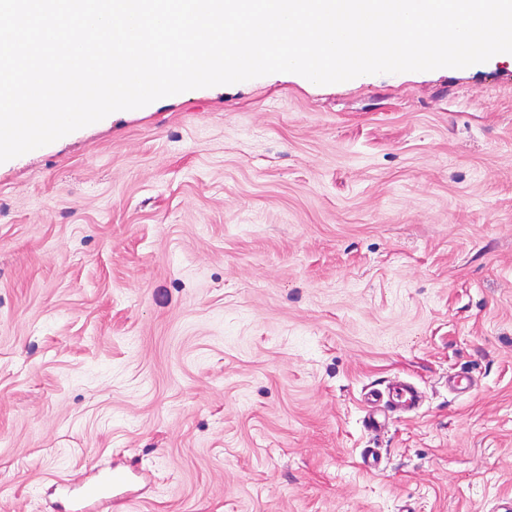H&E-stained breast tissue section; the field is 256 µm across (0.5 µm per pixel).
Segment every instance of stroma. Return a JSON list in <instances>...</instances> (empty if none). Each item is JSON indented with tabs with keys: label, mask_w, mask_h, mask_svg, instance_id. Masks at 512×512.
Wrapping results in <instances>:
<instances>
[{
	"label": "stroma",
	"mask_w": 512,
	"mask_h": 512,
	"mask_svg": "<svg viewBox=\"0 0 512 512\" xmlns=\"http://www.w3.org/2000/svg\"><path fill=\"white\" fill-rule=\"evenodd\" d=\"M397 376L425 402L372 436ZM116 459L123 512L512 498L511 56L192 89L0 163V512Z\"/></svg>",
	"instance_id": "1"
}]
</instances>
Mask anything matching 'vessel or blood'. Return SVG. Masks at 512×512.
Instances as JSON below:
<instances>
[{"label":"vessel or blood","mask_w":512,"mask_h":512,"mask_svg":"<svg viewBox=\"0 0 512 512\" xmlns=\"http://www.w3.org/2000/svg\"><path fill=\"white\" fill-rule=\"evenodd\" d=\"M367 399L371 407L362 424L368 433L377 435L385 430L390 416L401 417L418 409L424 400V392L415 383L398 380L391 383L387 391L369 393ZM128 478L127 471L112 467L98 473L96 480L63 484L62 492L53 504L54 512H105L106 508L120 506L123 500L114 495L113 490Z\"/></svg>","instance_id":"vessel-or-blood-1"}]
</instances>
